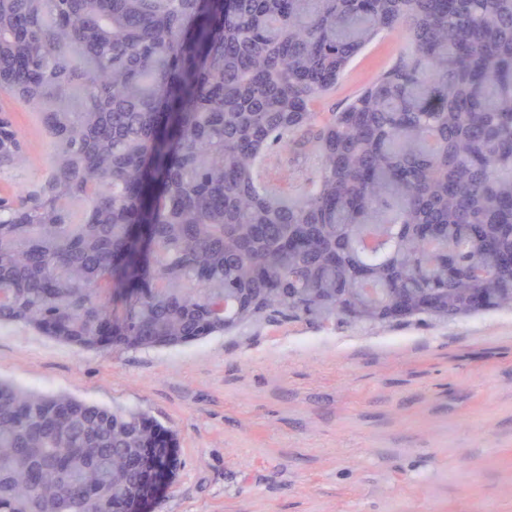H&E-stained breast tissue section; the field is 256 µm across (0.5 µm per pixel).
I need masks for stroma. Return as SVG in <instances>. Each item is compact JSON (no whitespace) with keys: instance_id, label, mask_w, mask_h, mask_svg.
<instances>
[{"instance_id":"35a3bbf8","label":"stroma","mask_w":512,"mask_h":512,"mask_svg":"<svg viewBox=\"0 0 512 512\" xmlns=\"http://www.w3.org/2000/svg\"><path fill=\"white\" fill-rule=\"evenodd\" d=\"M405 40L362 50L319 104L343 107ZM26 160L0 196L44 184L51 141L14 99ZM0 379L136 409L176 460L146 512H512V311L374 326L271 315L175 348L81 352L0 325Z\"/></svg>"}]
</instances>
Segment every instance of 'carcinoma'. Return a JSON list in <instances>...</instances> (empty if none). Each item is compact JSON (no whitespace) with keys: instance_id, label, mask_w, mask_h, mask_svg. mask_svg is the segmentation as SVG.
Returning <instances> with one entry per match:
<instances>
[{"instance_id":"cac0c4a2","label":"carcinoma","mask_w":512,"mask_h":512,"mask_svg":"<svg viewBox=\"0 0 512 512\" xmlns=\"http://www.w3.org/2000/svg\"><path fill=\"white\" fill-rule=\"evenodd\" d=\"M0 50L53 145L0 199V324L99 351L512 310V0H0ZM160 430L0 380V512H126ZM406 46L402 37H381L362 50L348 67L345 75L320 101L321 111L336 110L370 84L379 73L392 67Z\"/></svg>"}]
</instances>
